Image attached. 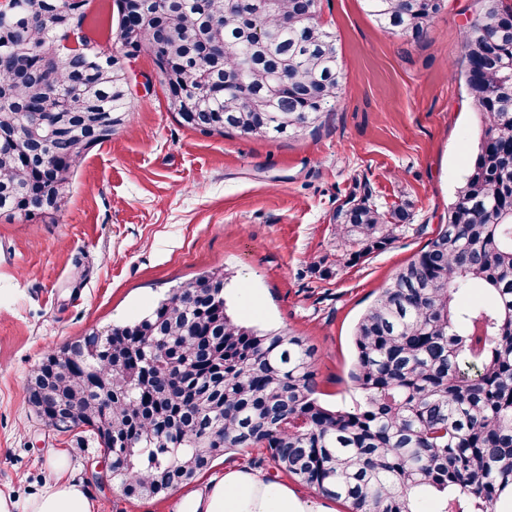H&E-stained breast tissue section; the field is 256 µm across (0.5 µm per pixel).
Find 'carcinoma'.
I'll list each match as a JSON object with an SVG mask.
<instances>
[{"label": "carcinoma", "instance_id": "carcinoma-1", "mask_svg": "<svg viewBox=\"0 0 512 512\" xmlns=\"http://www.w3.org/2000/svg\"><path fill=\"white\" fill-rule=\"evenodd\" d=\"M114 0L115 46L86 28L90 0H8L0 57V214L61 206L87 152L128 122L125 60L153 57L169 111L203 135L295 138L332 111L343 73L319 0ZM392 34L422 39L445 0H365ZM261 31L257 40L255 31ZM221 51L200 55V46ZM461 69L480 120L448 223L400 267L362 314L349 378L352 410L318 398L315 353L284 329L243 326L224 273L185 282L144 316L48 353L30 384L44 424L87 427L112 451L129 497L169 495L231 450L265 448L273 467L348 504L349 512H496L512 501V0H481L464 31ZM59 113L33 134L29 109ZM412 219L367 195L336 211L359 260ZM481 290V303L461 296Z\"/></svg>", "mask_w": 512, "mask_h": 512}]
</instances>
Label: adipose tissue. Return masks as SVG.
<instances>
[{
    "instance_id": "1",
    "label": "adipose tissue",
    "mask_w": 512,
    "mask_h": 512,
    "mask_svg": "<svg viewBox=\"0 0 512 512\" xmlns=\"http://www.w3.org/2000/svg\"><path fill=\"white\" fill-rule=\"evenodd\" d=\"M57 479L27 512H93L82 486L66 480V463L56 458ZM187 512H320L314 502L299 496L288 484L269 481L241 465H230L221 477L188 496Z\"/></svg>"
}]
</instances>
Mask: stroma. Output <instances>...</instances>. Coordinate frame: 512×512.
<instances>
[{
    "label": "stroma",
    "mask_w": 512,
    "mask_h": 512,
    "mask_svg": "<svg viewBox=\"0 0 512 512\" xmlns=\"http://www.w3.org/2000/svg\"><path fill=\"white\" fill-rule=\"evenodd\" d=\"M338 38L341 98L299 139L204 136L146 83L150 56L127 65V127L84 158L55 219L0 214V496L18 507L65 477L94 512H184L185 491L129 497L98 478L103 450L86 428L47 427L26 387L47 353L115 323L203 271L224 268V298L241 322L284 327L315 351L319 398L353 408L352 332L394 273L448 220L471 162L477 117L451 76L477 0H446L419 42L395 37L364 0H322ZM411 223L386 249L343 258L335 216L352 192Z\"/></svg>",
    "instance_id": "obj_1"
}]
</instances>
